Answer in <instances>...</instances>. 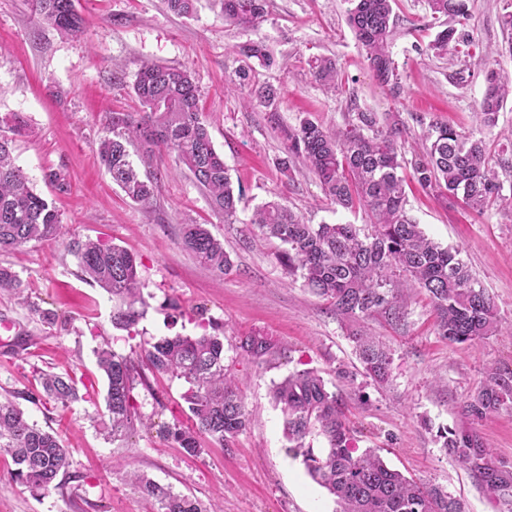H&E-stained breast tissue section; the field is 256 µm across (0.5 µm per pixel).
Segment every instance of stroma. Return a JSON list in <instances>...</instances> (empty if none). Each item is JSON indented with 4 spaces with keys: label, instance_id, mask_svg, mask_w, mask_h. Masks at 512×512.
I'll return each mask as SVG.
<instances>
[{
    "label": "stroma",
    "instance_id": "obj_1",
    "mask_svg": "<svg viewBox=\"0 0 512 512\" xmlns=\"http://www.w3.org/2000/svg\"><path fill=\"white\" fill-rule=\"evenodd\" d=\"M87 20L79 39L45 28L29 0H0V115L23 113L35 130L15 143L16 162L37 192L53 200L66 235L100 239L126 247L141 261L145 305L138 324L113 327L115 302L84 280L64 244L31 243L0 254L26 287V303L0 294V318L19 327L15 345L0 346V393L15 395L29 421L57 432L70 451V466L58 488L35 494L15 482L10 457L0 456V512H152L153 504L128 479L138 471L174 491L212 504L221 512H336L328 492L308 475L289 450L283 415L271 388L300 365L317 369L330 390L347 400L354 443L378 449L386 463L416 481L434 485L465 503L466 512H512V504L478 488L453 464L436 440L439 428L464 424L462 408L474 395L486 367L512 369V198L476 214L449 206L414 181L405 184L406 209L442 246L458 250L470 274L498 306L500 330L474 344H448L439 336L436 313L420 289L399 301L405 318L365 321L371 336L389 347L391 381L378 387L365 377L350 334L355 322L340 318L279 260L281 245L250 225L255 207L280 200L310 224H354L369 229L363 210L328 205L302 161L292 176L278 166L282 140L269 116L295 127L311 119L345 127L353 112L400 113L399 141L406 163L429 123H442L484 140L504 185H512V98L504 102L496 127L477 120L486 84L476 60L428 48L440 29L426 0H396L391 51L395 83L381 85L346 21L345 0H268L267 15L255 28L225 23L215 0H199L193 16L170 13L165 0H77ZM467 33L491 62L512 72V32L502 26L512 0H469ZM267 45L271 67L260 81L278 90L274 108L252 99L236 83L241 62L236 46ZM335 58L339 90L316 82L309 62ZM190 68L217 151L234 185L245 197L238 221L214 215L189 175L163 171L151 204L132 202L101 165L97 150L109 112L139 111L132 85L143 61ZM65 174L58 191L49 173ZM208 225L224 243L232 271L213 275L179 245L180 226ZM181 315H174L170 300ZM217 324L224 338V362L232 367L250 423L230 447L207 441L200 456H187L167 443L160 425L185 419L183 380L147 375L136 384V407L151 420L150 431L114 442L103 422L106 380L95 352L107 347L140 358L151 342L193 335ZM258 332L278 344L264 362L239 357L238 337ZM75 372L82 400L64 408L47 397L30 399L40 372ZM474 430L496 458L512 465V410L475 422Z\"/></svg>",
    "mask_w": 512,
    "mask_h": 512
}]
</instances>
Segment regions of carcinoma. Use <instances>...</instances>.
Returning <instances> with one entry per match:
<instances>
[{"label": "carcinoma", "instance_id": "cac0c4a2", "mask_svg": "<svg viewBox=\"0 0 512 512\" xmlns=\"http://www.w3.org/2000/svg\"><path fill=\"white\" fill-rule=\"evenodd\" d=\"M195 2L166 0L169 11L184 17L193 16ZM346 2L348 25L370 69L383 84L397 80L390 52L395 0ZM467 2L427 0L432 18L446 23L429 45L434 54L477 55L479 45L458 30L469 17ZM29 4L60 37L77 39L84 32L85 19L75 0H29ZM221 5L224 20L244 29L263 21L267 7L266 0H221ZM237 54L261 66L271 62L265 46L257 42L238 46ZM311 67L318 83L336 89L340 74L336 60L316 57ZM252 72L251 65L242 67L240 83L251 86L259 102L273 105L277 89L256 84ZM485 81L478 119L493 127L505 98L512 95V76L489 69ZM132 89L142 111L109 113L99 144L100 159L112 180L131 201L151 203L160 180L154 159L166 152L173 158L174 170L192 175L214 214L226 224L236 223L244 192L233 190L229 170L213 145L191 71L145 61ZM270 121L284 144V157L278 162L283 174H291L294 159L300 158L328 201L346 210L362 209L371 217L372 230L365 234L355 224H308L279 201L256 207L252 215L250 224L284 246L281 262L326 300L336 315L364 320L383 313L397 322L404 316L397 297L403 287L412 285L428 293L439 335L449 344L474 343L499 330L493 298L475 286L458 252L430 239L406 211L399 114L381 117L376 112H355L344 129L325 128L309 119L292 128L281 124L275 112ZM29 133L23 115L0 117V251L30 242L65 243L82 275L119 302L112 313L113 326L134 327L142 317L139 306L144 304L137 256L101 240L64 238L56 208L33 190L12 156L16 137ZM424 140L411 174L421 188L479 214L504 199L503 183L482 140L438 124L429 126ZM179 245L216 275L232 268L224 242L204 224L181 225ZM0 291L16 296L23 292L22 281L7 266H0ZM217 330L213 325L194 336H166L145 352L153 373L171 375L187 384L181 394L187 422L176 419L163 427V433L190 456L202 454L203 439L224 443L249 425L235 375L224 367V337ZM352 340L365 373L376 384L386 385L391 374L390 350L361 330L353 333ZM236 349L241 357L259 362L274 353L275 346L268 337L251 334L239 337ZM96 358L107 381L106 428L112 440H122L143 424L133 394L138 366L131 358L105 348L96 351ZM38 381L45 396L64 407L81 399L68 373L43 372ZM272 397L281 408L290 451L302 458L311 478L334 497L340 512H465L460 500L388 467L375 450L356 448L346 422L345 399L328 389L317 370L291 372L273 385ZM507 408H512V371L490 367L464 414L475 422ZM313 433L324 438L326 447H304L303 440ZM437 437L448 458L463 467L480 488L499 499L512 498V467L497 462L473 429L440 428ZM2 454L11 457L15 479L33 492L57 487L58 475L69 465V449L59 436L29 422L7 396H0ZM135 483L146 499L157 503V512H218L141 475L135 476Z\"/></svg>", "mask_w": 512, "mask_h": 512}]
</instances>
